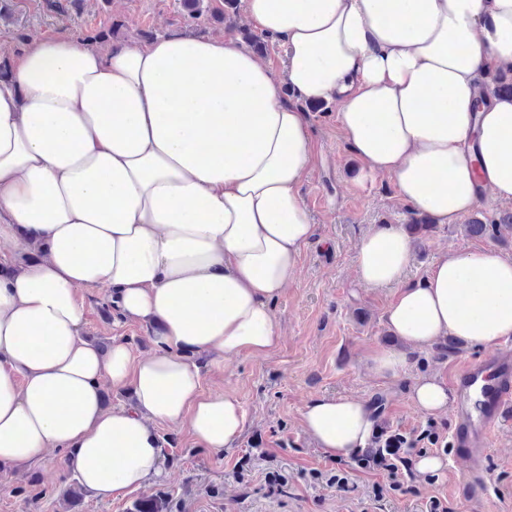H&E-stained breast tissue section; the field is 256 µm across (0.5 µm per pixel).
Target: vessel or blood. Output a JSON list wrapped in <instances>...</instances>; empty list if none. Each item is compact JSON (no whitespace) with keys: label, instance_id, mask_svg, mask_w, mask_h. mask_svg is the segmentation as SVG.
<instances>
[{"label":"vessel or blood","instance_id":"1","mask_svg":"<svg viewBox=\"0 0 512 512\" xmlns=\"http://www.w3.org/2000/svg\"><path fill=\"white\" fill-rule=\"evenodd\" d=\"M458 393L451 445L457 459L480 467L489 440L512 409V358L489 355L464 366L455 378Z\"/></svg>","mask_w":512,"mask_h":512}]
</instances>
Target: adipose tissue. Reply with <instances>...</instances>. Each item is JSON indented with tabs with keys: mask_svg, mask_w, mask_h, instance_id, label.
I'll return each mask as SVG.
<instances>
[{
	"mask_svg": "<svg viewBox=\"0 0 512 512\" xmlns=\"http://www.w3.org/2000/svg\"><path fill=\"white\" fill-rule=\"evenodd\" d=\"M244 19L282 42V71L233 38L172 30L104 48L38 38L0 78V250L41 251L0 273V466L61 449L107 498L164 475L156 423L218 455L241 437V401L204 392L197 359L263 356L283 336L273 304L317 232L300 193L309 123L285 92L339 101L365 174L410 211L452 224L512 201V96L484 83L512 67V0H244ZM411 252L399 224L356 245L358 282L397 290L385 318L404 343L373 350V374L398 377L409 346L512 338L511 256L458 249L408 285ZM100 287L153 327L151 352L82 337L81 292ZM108 388L132 403L106 408ZM409 397L434 416L454 393L422 377ZM301 420L338 459L378 429L357 397L312 399Z\"/></svg>",
	"mask_w": 512,
	"mask_h": 512,
	"instance_id": "obj_1",
	"label": "adipose tissue"
}]
</instances>
